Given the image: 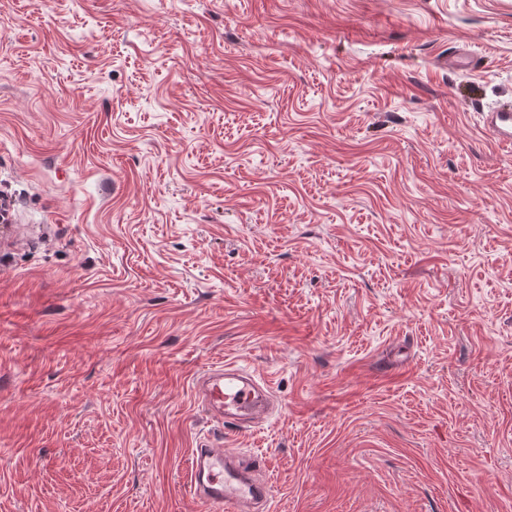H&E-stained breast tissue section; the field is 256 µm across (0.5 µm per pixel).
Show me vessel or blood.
Segmentation results:
<instances>
[{"instance_id":"b4317fda","label":"vessel or blood","mask_w":512,"mask_h":512,"mask_svg":"<svg viewBox=\"0 0 512 512\" xmlns=\"http://www.w3.org/2000/svg\"><path fill=\"white\" fill-rule=\"evenodd\" d=\"M484 127L499 146L511 150L512 102L487 112ZM198 393L232 434L247 432L270 412L268 383L233 363L205 372ZM189 469L190 491L204 512H267L270 482L260 474V460H246L234 449L202 441L192 451Z\"/></svg>"}]
</instances>
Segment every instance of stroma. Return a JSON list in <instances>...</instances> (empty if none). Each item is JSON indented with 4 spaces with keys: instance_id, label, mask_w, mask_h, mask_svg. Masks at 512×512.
I'll list each match as a JSON object with an SVG mask.
<instances>
[{
    "instance_id": "35a3bbf8",
    "label": "stroma",
    "mask_w": 512,
    "mask_h": 512,
    "mask_svg": "<svg viewBox=\"0 0 512 512\" xmlns=\"http://www.w3.org/2000/svg\"><path fill=\"white\" fill-rule=\"evenodd\" d=\"M512 0H0V512H512ZM277 409L226 435L197 378ZM484 127L499 146L512 149V102H504L485 113ZM190 491L209 512L269 511L270 482L259 459H243L233 448L200 441L190 459Z\"/></svg>"
}]
</instances>
